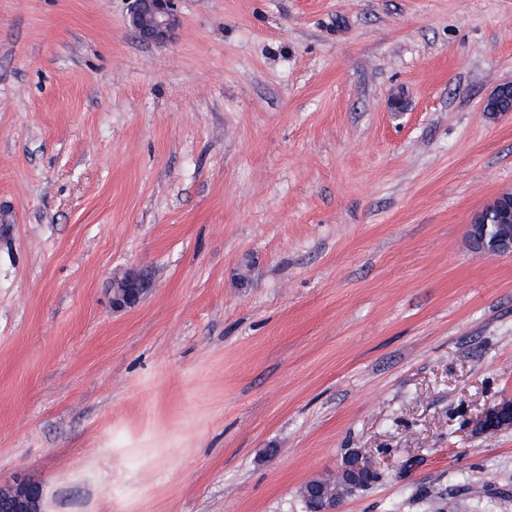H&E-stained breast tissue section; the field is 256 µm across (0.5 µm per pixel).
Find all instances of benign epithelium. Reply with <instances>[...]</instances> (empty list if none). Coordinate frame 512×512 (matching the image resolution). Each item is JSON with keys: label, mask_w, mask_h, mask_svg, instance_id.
I'll list each match as a JSON object with an SVG mask.
<instances>
[{"label": "benign epithelium", "mask_w": 512, "mask_h": 512, "mask_svg": "<svg viewBox=\"0 0 512 512\" xmlns=\"http://www.w3.org/2000/svg\"><path fill=\"white\" fill-rule=\"evenodd\" d=\"M180 24L179 0H133L130 25L143 40L164 45L174 38ZM470 247L486 255L512 256V192L497 194L471 219L467 229ZM140 274L132 271L113 281L112 307L130 308L140 302L145 293ZM512 426V402L488 408L479 418V428L485 432L492 425ZM372 473L367 458L353 453L343 462L340 476L343 488L335 490L317 483L305 497L308 512H341L345 497L355 494L368 484ZM0 512H46L43 488L26 474L0 484Z\"/></svg>", "instance_id": "benign-epithelium-1"}]
</instances>
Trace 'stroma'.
Returning a JSON list of instances; mask_svg holds the SVG:
<instances>
[{
    "instance_id": "obj_1",
    "label": "stroma",
    "mask_w": 512,
    "mask_h": 512,
    "mask_svg": "<svg viewBox=\"0 0 512 512\" xmlns=\"http://www.w3.org/2000/svg\"><path fill=\"white\" fill-rule=\"evenodd\" d=\"M0 0V483L47 512H512V0ZM403 93L407 109L392 111ZM143 272L124 310L112 279ZM179 0H133L130 25L145 41L164 45L174 38L180 24ZM468 242L476 252L491 256H512V192L497 194L471 219ZM497 421L501 428L512 426V402L507 401L492 407H489L479 418L478 425L482 431L489 432L494 429L491 427ZM372 473L367 458L358 453L347 456L343 462L340 476L343 488L338 491L322 483L313 484L305 497L309 512H341L345 497L355 494L366 486ZM0 512H46L41 484L26 474L0 484Z\"/></svg>"
}]
</instances>
